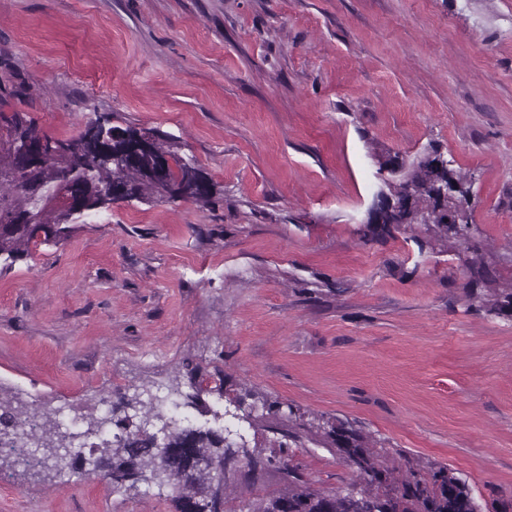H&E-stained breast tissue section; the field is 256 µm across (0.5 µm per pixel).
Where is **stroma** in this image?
<instances>
[{"mask_svg":"<svg viewBox=\"0 0 512 512\" xmlns=\"http://www.w3.org/2000/svg\"><path fill=\"white\" fill-rule=\"evenodd\" d=\"M0 110L65 139L97 115L165 134L210 203L112 206L0 267V393L80 433L117 393L179 387L178 419L228 427L273 464L226 474L224 512L358 475L319 419L512 501V0H0ZM438 147L473 183L492 274L447 241L370 232L378 158ZM200 370L208 390L190 377ZM223 383V393L211 387ZM283 403L267 412L263 401ZM304 447H284L288 415ZM172 484L113 488L0 466V512H175Z\"/></svg>","mask_w":512,"mask_h":512,"instance_id":"obj_1","label":"stroma"}]
</instances>
